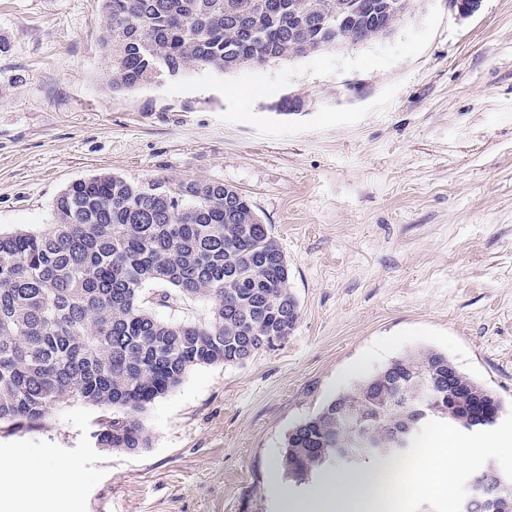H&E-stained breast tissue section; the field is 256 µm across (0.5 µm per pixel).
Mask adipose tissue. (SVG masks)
Masks as SVG:
<instances>
[{
  "instance_id": "1",
  "label": "adipose tissue",
  "mask_w": 512,
  "mask_h": 512,
  "mask_svg": "<svg viewBox=\"0 0 512 512\" xmlns=\"http://www.w3.org/2000/svg\"><path fill=\"white\" fill-rule=\"evenodd\" d=\"M474 446L471 436L455 427L441 430L423 452L417 485L433 496L451 495L458 466ZM10 468L19 479L0 488V502L8 503L12 512H22L25 501L35 495L73 489L85 480L76 465L51 464L25 448L11 461ZM401 470V464L396 463L388 472L327 471L321 477L319 494L304 502L298 512H402L407 487L400 478Z\"/></svg>"
}]
</instances>
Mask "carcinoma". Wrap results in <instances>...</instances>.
<instances>
[{
    "instance_id": "obj_1",
    "label": "carcinoma",
    "mask_w": 512,
    "mask_h": 512,
    "mask_svg": "<svg viewBox=\"0 0 512 512\" xmlns=\"http://www.w3.org/2000/svg\"><path fill=\"white\" fill-rule=\"evenodd\" d=\"M106 85L137 90L188 71L245 66L382 38L411 0H104ZM339 17L337 29L307 19ZM39 231H0V426L36 427L62 403L104 411L95 445L149 447L143 415L203 365L244 364L288 340L299 319L288 260L249 199L217 179L131 182L112 174L79 179ZM159 302L203 299L210 318L164 321ZM425 380L438 419L490 429L502 402L464 372L448 381V355L421 348L337 394L286 436L279 467L304 484L333 459L370 449L354 444L344 413L358 408L367 433L398 459L394 441L413 419L400 390ZM477 393L491 410L460 419ZM501 492L480 512H512V477L491 463L471 478Z\"/></svg>"
}]
</instances>
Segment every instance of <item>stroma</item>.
Returning a JSON list of instances; mask_svg holds the SVG:
<instances>
[{
	"label": "stroma",
	"instance_id": "1",
	"mask_svg": "<svg viewBox=\"0 0 512 512\" xmlns=\"http://www.w3.org/2000/svg\"><path fill=\"white\" fill-rule=\"evenodd\" d=\"M103 28L102 0H0V231L53 223L99 173L221 179L270 226L299 320L245 365L191 370L148 408V448H96L101 409L71 402L0 429V463L78 465L80 512H285L317 491L270 471L288 430L431 347L505 409L457 488L511 475L512 0H415L384 38L118 93Z\"/></svg>",
	"mask_w": 512,
	"mask_h": 512
}]
</instances>
